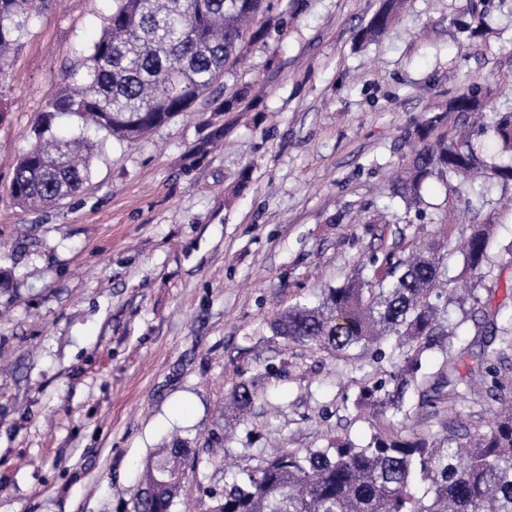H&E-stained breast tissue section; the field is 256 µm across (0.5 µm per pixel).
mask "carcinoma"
Here are the masks:
<instances>
[{"mask_svg":"<svg viewBox=\"0 0 512 512\" xmlns=\"http://www.w3.org/2000/svg\"><path fill=\"white\" fill-rule=\"evenodd\" d=\"M271 0H113L79 82L45 101L34 126L30 148L17 163L10 194L24 208H44L79 194L88 179L98 144L59 134L54 121L75 115L118 142H134L200 100H211L219 112H234L245 94L210 99L224 75L228 58L237 62L245 45L265 40L270 28L256 18L270 10ZM404 0H380L363 35L377 37L393 28ZM35 0H0V86L6 61L28 31ZM478 90H459L448 111L465 116L487 111ZM436 118L414 129L415 145L393 196L406 210L421 203L424 184L435 177L448 191L481 180L507 187L512 163L486 161L473 139L486 136L501 154L512 155V109L496 111L490 123L475 122L457 132L435 134ZM492 223L470 225L460 252L466 267L479 272L488 262ZM436 250L394 251L361 263L342 285L325 288L315 305L297 303L270 323L272 335L290 343L377 360L383 343L392 344L398 363L389 379L363 389L359 406L377 416L404 412L407 397L419 387L423 357L448 354L435 376L433 392L468 384L460 363L475 361L469 373L487 361L486 347L498 342V355L512 349V314L498 324L480 299L471 296L472 316L482 315L479 335L489 337L480 351L455 346V326L448 322L449 285L455 279L441 271ZM257 390L239 383L230 399L234 419L244 416ZM448 446L416 433L376 432L364 448L336 439L330 448L284 450L259 465L243 468L224 483L221 512H512V410L494 416L487 430L472 434L448 428ZM187 442L173 438L145 463L135 512H170L184 473L180 460ZM428 484L432 499L416 496L414 486Z\"/></svg>","mask_w":512,"mask_h":512,"instance_id":"1","label":"carcinoma"}]
</instances>
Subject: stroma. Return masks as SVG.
I'll return each instance as SVG.
<instances>
[{
	"mask_svg": "<svg viewBox=\"0 0 512 512\" xmlns=\"http://www.w3.org/2000/svg\"><path fill=\"white\" fill-rule=\"evenodd\" d=\"M378 6L280 0L284 25L213 87H265L224 116L223 147L189 155L210 131L200 102L146 139L103 140L79 196L29 211L10 195L16 163L112 11L38 0L0 85V512H134L139 465L174 436L194 453L171 512H220L225 476L283 449L363 447L388 428L441 441L452 425L485 430L512 402L511 352L501 387L434 403L416 392L404 414L376 419L356 402L389 361L270 332L358 263L434 241L487 312L512 310V210H492L475 274L457 249L475 192L429 180L412 219L390 195L417 124H465L448 109L459 88L512 107V0H408L394 33L358 41ZM480 12L478 36L458 27ZM243 381L258 397L228 433L224 405Z\"/></svg>",
	"mask_w": 512,
	"mask_h": 512,
	"instance_id": "stroma-1",
	"label": "stroma"
}]
</instances>
